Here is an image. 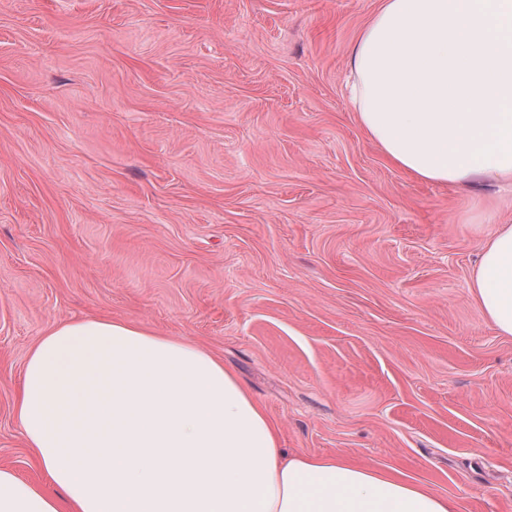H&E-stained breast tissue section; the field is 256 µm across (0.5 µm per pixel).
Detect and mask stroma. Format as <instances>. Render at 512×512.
<instances>
[{
	"label": "stroma",
	"mask_w": 512,
	"mask_h": 512,
	"mask_svg": "<svg viewBox=\"0 0 512 512\" xmlns=\"http://www.w3.org/2000/svg\"><path fill=\"white\" fill-rule=\"evenodd\" d=\"M381 0H0V467L34 344H196L291 451L512 512V337L469 291L512 194L419 182L349 99Z\"/></svg>",
	"instance_id": "obj_1"
}]
</instances>
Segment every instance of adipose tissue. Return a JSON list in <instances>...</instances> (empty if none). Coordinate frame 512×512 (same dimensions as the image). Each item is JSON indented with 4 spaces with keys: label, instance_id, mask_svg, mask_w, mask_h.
<instances>
[{
    "label": "adipose tissue",
    "instance_id": "obj_1",
    "mask_svg": "<svg viewBox=\"0 0 512 512\" xmlns=\"http://www.w3.org/2000/svg\"><path fill=\"white\" fill-rule=\"evenodd\" d=\"M349 65L359 122L394 166L512 188V0H383ZM470 292L512 337V224L486 240ZM14 412L68 507L0 468V512H456L395 471L281 448L218 359L123 322L49 331Z\"/></svg>",
    "mask_w": 512,
    "mask_h": 512
}]
</instances>
